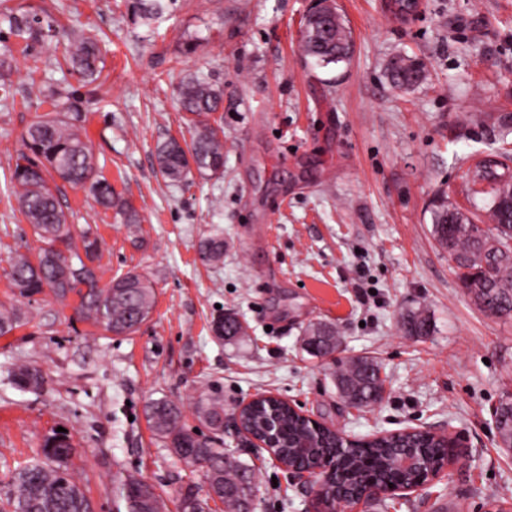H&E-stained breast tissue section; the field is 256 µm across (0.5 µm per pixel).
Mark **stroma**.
I'll return each instance as SVG.
<instances>
[{
  "label": "stroma",
  "mask_w": 512,
  "mask_h": 512,
  "mask_svg": "<svg viewBox=\"0 0 512 512\" xmlns=\"http://www.w3.org/2000/svg\"><path fill=\"white\" fill-rule=\"evenodd\" d=\"M316 0H179L159 28L135 24L125 0H11L75 34L105 43L92 84L67 62L69 40L41 52L13 48L12 93L0 100V302L27 322L0 338V499L13 471L40 458L57 428L77 454L72 473L93 512H116L117 484L140 473L166 504L186 488L205 493L156 442L144 408L194 404L218 391L225 412L272 392L352 437L424 427L453 430L462 446L447 476L417 494H386L394 512H489L512 503V455L497 445L492 410L512 394V315L481 312L431 235L438 198L482 213L466 196L476 150L512 121V0H421L399 20L383 0H335L352 31L348 62L320 67L300 47ZM421 59L426 81L393 89L389 58ZM204 76L224 90V175L173 184L160 174L158 143L188 135L177 102L183 80ZM81 97L98 175L137 210L141 233L86 192L60 184L75 228L103 239L100 287L130 270L154 283L156 307L133 334L78 321L73 301L51 292L23 298L5 276L15 252L34 250L31 224L10 184L21 137L51 111L48 88ZM224 240V261L205 265V239ZM427 310L434 330L410 337L403 315ZM248 336L216 334L223 313ZM335 326L345 357L383 367V401L359 410L339 397L327 361L303 351L313 323ZM38 367L43 385L21 391L14 367ZM224 445L255 465V512H318L317 499L267 452Z\"/></svg>",
  "instance_id": "35a3bbf8"
}]
</instances>
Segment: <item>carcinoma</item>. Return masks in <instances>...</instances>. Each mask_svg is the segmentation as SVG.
<instances>
[{"instance_id":"1","label":"carcinoma","mask_w":512,"mask_h":512,"mask_svg":"<svg viewBox=\"0 0 512 512\" xmlns=\"http://www.w3.org/2000/svg\"><path fill=\"white\" fill-rule=\"evenodd\" d=\"M0 0V94L10 93L8 75L12 54L9 41L25 47L38 44L46 37L63 39L66 30L37 13L7 6ZM177 0H127L132 20L155 28L171 14ZM300 48L305 56L327 67L350 59L352 42L349 28L338 12L329 5L305 17L302 23ZM102 50L94 36L77 40L69 64L87 84L101 74ZM391 86L410 90L426 77L425 64L409 56L395 55L385 67ZM178 102L190 116L193 133L188 140L171 137L156 150V162L161 174L171 183L188 180L192 172L201 177L224 175L223 127L210 123L213 114L224 109V90L208 79L195 76L178 87ZM78 98H66L55 115H39L26 129L22 141L24 150L18 155L10 181L17 196L20 211L31 224L39 242L36 251L13 258L7 272L9 282L19 295L31 298L50 291L58 299L77 298V316L104 331L117 336L133 333L155 308L156 292L143 274L130 270L112 279L106 288L99 287L94 263L102 257L103 240L85 228L74 235L67 222L58 196L56 180L88 192L94 203L113 210L126 224H137L136 211L118 194L112 185L99 178L91 146L83 128L67 116L81 111ZM512 128L504 126L500 146L481 155L494 158V165L476 160L467 169V191L487 196V224L475 222V215L450 203L442 202L432 212L431 233L455 263L457 274L476 306L484 313L499 316L512 310V154L506 148ZM200 257L207 264L224 261V239L210 238L200 247ZM24 314L12 304L0 302V337L21 327ZM403 327L410 336H427L433 329L431 316L418 309L403 318ZM218 334L234 338L247 335L246 325L234 315L216 322ZM309 341L306 351L322 359L336 351V329L328 324H311L306 330ZM334 379L341 398L357 409L378 404L385 392L382 367L372 357L362 356L343 360L335 358ZM16 384L23 389H38L43 383L39 369L21 365L14 371ZM280 426L276 432L280 451L293 465L314 466L327 456L337 462L330 481L318 496L327 512L345 509L347 494L359 489L380 474L389 480L411 482L419 478L417 471L401 467L404 449L420 448L430 464L447 458L444 441L429 432H414L398 437L368 439L360 446L347 443L341 431L315 430L282 404L278 408ZM198 422L211 430L203 435L181 422L180 408L167 399L151 400L145 406V418L154 438L190 472L203 473L210 494L201 498L187 490L176 501V512H211L209 500L214 498L224 506V512H253L255 471L252 465L240 461L231 451L219 446L224 432V403L220 397L208 394L200 397L195 410ZM271 408L265 401L251 405L241 415L244 424L255 434L266 431ZM496 431L499 443L512 445V397L499 401L496 409ZM310 441L311 450L305 455L295 453L302 441ZM76 454L73 443L50 445L45 440L43 458L20 468L13 477V489L0 503V512H91V503L83 489L71 478L68 465ZM119 496L126 512H166V504L155 486L136 474L120 481Z\"/></svg>"}]
</instances>
